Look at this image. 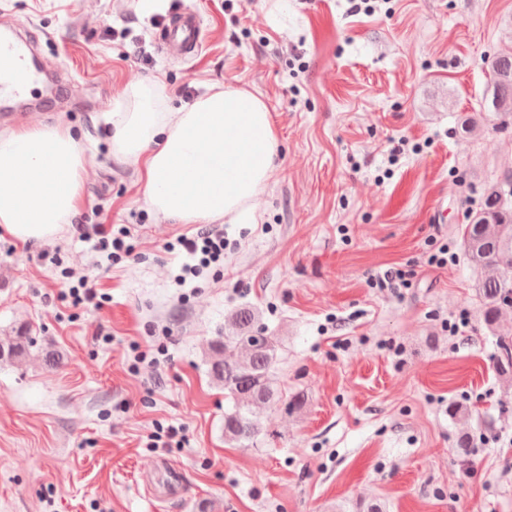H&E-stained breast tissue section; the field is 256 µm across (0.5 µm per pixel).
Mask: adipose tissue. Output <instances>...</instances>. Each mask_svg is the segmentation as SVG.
Here are the masks:
<instances>
[{"mask_svg":"<svg viewBox=\"0 0 512 512\" xmlns=\"http://www.w3.org/2000/svg\"><path fill=\"white\" fill-rule=\"evenodd\" d=\"M105 121L114 154L140 164L148 207L183 224L255 214L275 171L273 115L246 89L213 85L168 112L153 89L135 88ZM84 170V147L65 128L1 130L0 227L24 242L58 233L79 209Z\"/></svg>","mask_w":512,"mask_h":512,"instance_id":"1","label":"adipose tissue"}]
</instances>
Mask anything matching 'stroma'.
I'll return each mask as SVG.
<instances>
[{
	"mask_svg": "<svg viewBox=\"0 0 512 512\" xmlns=\"http://www.w3.org/2000/svg\"><path fill=\"white\" fill-rule=\"evenodd\" d=\"M360 2L164 0L152 16L140 0H0V24L27 29L43 75L63 79L51 103L37 83L0 129H70L87 171L56 235L0 228V336L26 323L40 344L0 364V512H336L372 498L388 512H512V392L460 236L486 185L512 175V127L458 129L480 110L489 60L512 48V0ZM180 7L204 19L186 61L157 42ZM156 80L170 112L219 84L275 116L257 221H217L224 258L196 278L178 244L196 225L144 203L140 166L113 155L103 121ZM102 221L126 229L130 255L76 231ZM436 242L441 268L427 265ZM393 268L412 271L409 287H378ZM83 276L97 302L75 307L61 294ZM245 305L277 340L278 389L305 397L297 413L264 411L254 448L224 441L232 403L207 351ZM462 314L466 333L450 335ZM172 427L181 444L151 447Z\"/></svg>",
	"mask_w": 512,
	"mask_h": 512,
	"instance_id": "35a3bbf8",
	"label": "stroma"
}]
</instances>
